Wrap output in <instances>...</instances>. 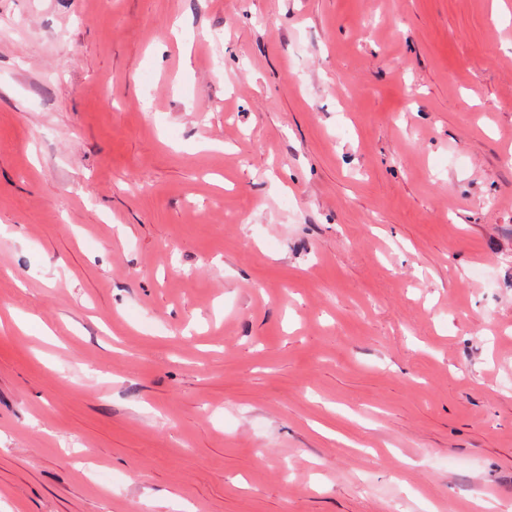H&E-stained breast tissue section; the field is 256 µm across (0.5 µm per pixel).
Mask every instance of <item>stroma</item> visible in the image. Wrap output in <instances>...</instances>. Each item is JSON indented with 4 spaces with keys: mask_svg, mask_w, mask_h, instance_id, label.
Here are the masks:
<instances>
[{
    "mask_svg": "<svg viewBox=\"0 0 512 512\" xmlns=\"http://www.w3.org/2000/svg\"><path fill=\"white\" fill-rule=\"evenodd\" d=\"M511 136L512 0H0V512H512Z\"/></svg>",
    "mask_w": 512,
    "mask_h": 512,
    "instance_id": "stroma-1",
    "label": "stroma"
}]
</instances>
